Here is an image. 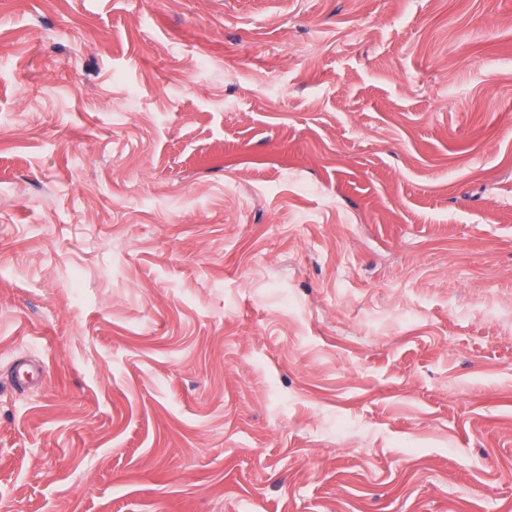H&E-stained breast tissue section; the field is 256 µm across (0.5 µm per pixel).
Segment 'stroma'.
Masks as SVG:
<instances>
[{
	"label": "stroma",
	"instance_id": "1",
	"mask_svg": "<svg viewBox=\"0 0 512 512\" xmlns=\"http://www.w3.org/2000/svg\"><path fill=\"white\" fill-rule=\"evenodd\" d=\"M0 512H512V0H0ZM43 371V365L30 363L17 364L11 372L13 385L19 389L28 388Z\"/></svg>",
	"mask_w": 512,
	"mask_h": 512
}]
</instances>
